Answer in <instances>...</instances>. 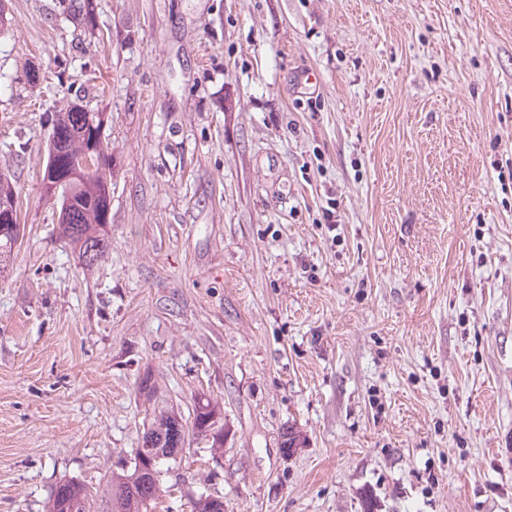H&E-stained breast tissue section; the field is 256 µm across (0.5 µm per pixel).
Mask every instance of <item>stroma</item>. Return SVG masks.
<instances>
[{
	"mask_svg": "<svg viewBox=\"0 0 512 512\" xmlns=\"http://www.w3.org/2000/svg\"><path fill=\"white\" fill-rule=\"evenodd\" d=\"M92 4L6 0L0 512L105 481L147 371L226 434L155 512H512V0ZM73 101L112 150L89 271L42 190ZM18 197L6 175L0 173V268L9 266L21 234L18 224ZM3 204H6L3 207Z\"/></svg>",
	"mask_w": 512,
	"mask_h": 512,
	"instance_id": "obj_1",
	"label": "stroma"
}]
</instances>
